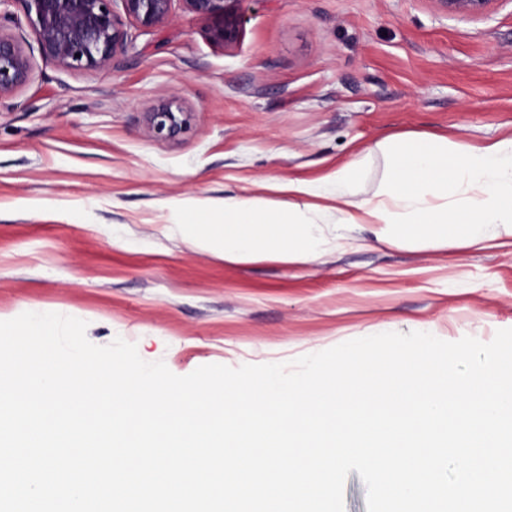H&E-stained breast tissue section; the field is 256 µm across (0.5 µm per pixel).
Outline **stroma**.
Returning a JSON list of instances; mask_svg holds the SVG:
<instances>
[{"instance_id":"1","label":"stroma","mask_w":512,"mask_h":512,"mask_svg":"<svg viewBox=\"0 0 512 512\" xmlns=\"http://www.w3.org/2000/svg\"><path fill=\"white\" fill-rule=\"evenodd\" d=\"M236 42L174 0L111 70L41 57L14 0L32 77L0 98V314L53 310L96 345L134 343L185 376L222 364L287 363L343 342L427 327L490 342L512 328V254L482 245L346 248L314 264L218 260L164 227L186 200L262 196L317 179L358 152L370 196L389 160L375 144L447 136L461 151L512 137V5L478 20L429 0H243ZM162 95L191 121L149 135Z\"/></svg>"}]
</instances>
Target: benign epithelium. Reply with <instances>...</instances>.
I'll use <instances>...</instances> for the list:
<instances>
[{
  "label": "benign epithelium",
  "instance_id": "benign-epithelium-1",
  "mask_svg": "<svg viewBox=\"0 0 512 512\" xmlns=\"http://www.w3.org/2000/svg\"><path fill=\"white\" fill-rule=\"evenodd\" d=\"M28 21L42 57L68 69L108 70L126 47L127 24L142 29L163 25L173 0H13ZM121 8H116L115 3ZM185 8L206 20L209 36L229 45L237 40L244 23L242 0H182ZM452 16L478 19L501 0H428ZM30 56L23 42L0 25V98L27 84ZM191 113L173 110L163 96L145 113L146 131L174 140L186 130Z\"/></svg>",
  "mask_w": 512,
  "mask_h": 512
}]
</instances>
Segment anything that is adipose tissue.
I'll return each mask as SVG.
<instances>
[{
  "label": "adipose tissue",
  "mask_w": 512,
  "mask_h": 512,
  "mask_svg": "<svg viewBox=\"0 0 512 512\" xmlns=\"http://www.w3.org/2000/svg\"><path fill=\"white\" fill-rule=\"evenodd\" d=\"M391 160L383 185L366 198L354 189L361 159L324 177L289 180L299 205L282 207L255 196L228 198L219 223L184 216L175 231L228 263L275 259L314 263L354 245L353 226L369 225L380 245L414 248L448 241L512 247V138L458 152L435 134L377 142Z\"/></svg>",
  "instance_id": "obj_1"
}]
</instances>
